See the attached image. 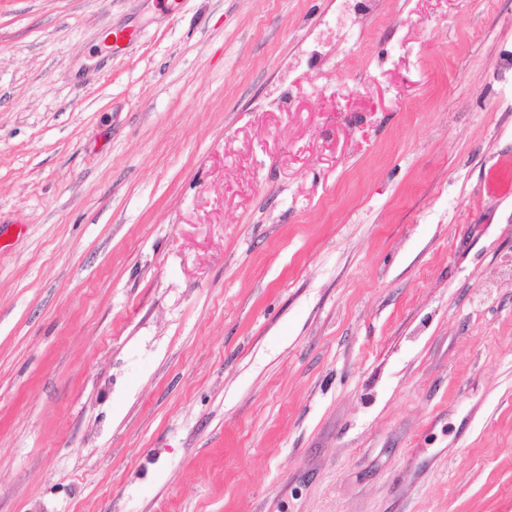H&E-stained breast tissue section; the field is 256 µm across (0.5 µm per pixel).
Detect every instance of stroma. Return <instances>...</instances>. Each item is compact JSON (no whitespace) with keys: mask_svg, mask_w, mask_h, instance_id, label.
Listing matches in <instances>:
<instances>
[{"mask_svg":"<svg viewBox=\"0 0 512 512\" xmlns=\"http://www.w3.org/2000/svg\"><path fill=\"white\" fill-rule=\"evenodd\" d=\"M334 6L0 0V512H512V0ZM336 2L338 5L335 14L320 24L321 28L317 37L312 39V43L327 39L331 35L336 37V41H350L361 36L362 31L358 27L357 15L361 11V4L365 2L355 0H336Z\"/></svg>","mask_w":512,"mask_h":512,"instance_id":"1","label":"stroma"}]
</instances>
